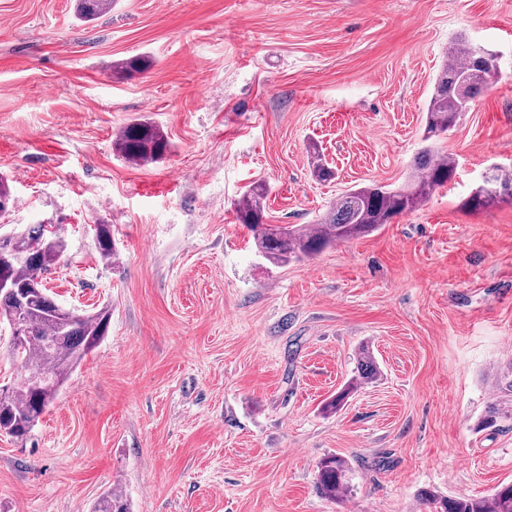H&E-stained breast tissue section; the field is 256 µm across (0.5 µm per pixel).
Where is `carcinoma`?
<instances>
[{"mask_svg":"<svg viewBox=\"0 0 512 512\" xmlns=\"http://www.w3.org/2000/svg\"><path fill=\"white\" fill-rule=\"evenodd\" d=\"M112 8V0H78V14L92 21ZM450 61L436 75L426 109L424 140L428 141L454 128L463 113L488 90L479 75L476 46L466 40L448 49ZM151 65L146 56L118 60L112 68L121 74L139 73ZM123 159L139 166L161 161L170 151L167 133L145 118L125 126L112 141ZM312 176L318 181L335 179L332 167L318 149L311 155ZM454 160L427 147L415 158L407 183L392 189L371 183L351 189L315 224L297 227L265 223L267 188L251 186L235 204L236 219L253 233L258 252L275 266L300 262L337 243L374 231L405 212L416 210L437 189L454 177ZM494 189L489 195L475 189L462 203L464 211L478 213L492 204L512 201V171L495 169L485 175ZM15 198L8 181L0 178V217L8 214ZM100 256L110 261L117 254L109 226L101 224L96 234ZM13 257L0 265V314L12 308L23 310L27 332L20 345L12 346V355L20 368L16 382L0 388V431L16 439H25L38 422L73 368L106 336L110 317L102 308L83 315L60 305L42 284L43 274L60 261L66 245L56 225L39 224L14 233ZM361 372L354 382L336 393L325 405L338 409L347 396L363 382L374 379L378 369L366 348L362 349ZM316 488L326 499L334 500L349 487L348 461L331 454L317 466ZM423 512H512V483L498 486L485 497L444 496L432 491L419 495ZM92 512H130L124 495L108 491L94 504Z\"/></svg>","mask_w":512,"mask_h":512,"instance_id":"obj_1","label":"carcinoma"}]
</instances>
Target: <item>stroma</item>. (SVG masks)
<instances>
[{"instance_id":"stroma-1","label":"stroma","mask_w":512,"mask_h":512,"mask_svg":"<svg viewBox=\"0 0 512 512\" xmlns=\"http://www.w3.org/2000/svg\"><path fill=\"white\" fill-rule=\"evenodd\" d=\"M500 75L433 144L455 175L417 210L273 266L235 218L266 184L272 224H312L347 189L405 183L457 38ZM149 56L126 76L113 61ZM171 143L136 166L115 133ZM336 171L319 183L310 150ZM512 168V0H0V234L61 228L44 280L110 311L26 440L0 434V512H418L422 490L512 482V203L460 204ZM118 255L101 259L97 225ZM369 346L379 377L324 404ZM344 456L348 490L316 491ZM112 145L123 159L139 166L161 161L171 146L163 128L147 118L125 126L115 136ZM317 469L316 488L325 499L336 500L349 487L351 468L345 458L328 455L319 461ZM92 512H130L124 495L118 491H108L94 504Z\"/></svg>"}]
</instances>
